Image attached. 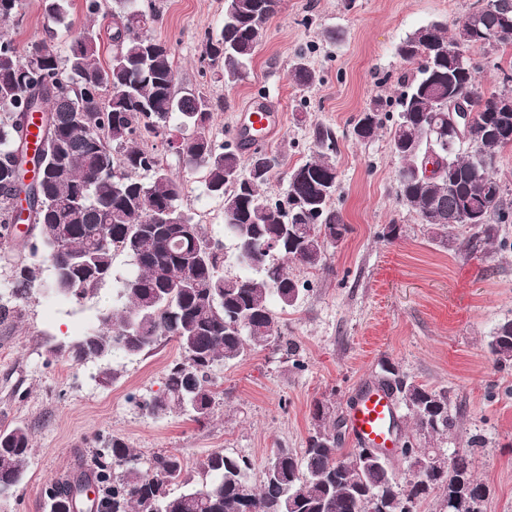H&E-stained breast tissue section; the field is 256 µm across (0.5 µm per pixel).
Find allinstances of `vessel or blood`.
<instances>
[{
    "mask_svg": "<svg viewBox=\"0 0 512 512\" xmlns=\"http://www.w3.org/2000/svg\"><path fill=\"white\" fill-rule=\"evenodd\" d=\"M244 125L260 132L264 140L275 138L282 129V116L262 108L260 96H253L245 107ZM397 418L396 402L383 390L364 388L358 400L349 406L347 422L355 441L372 448H389L394 444L390 427Z\"/></svg>",
    "mask_w": 512,
    "mask_h": 512,
    "instance_id": "vessel-or-blood-1",
    "label": "vessel or blood"
}]
</instances>
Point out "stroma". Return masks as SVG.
Listing matches in <instances>:
<instances>
[{
	"instance_id": "1",
	"label": "stroma",
	"mask_w": 512,
	"mask_h": 512,
	"mask_svg": "<svg viewBox=\"0 0 512 512\" xmlns=\"http://www.w3.org/2000/svg\"><path fill=\"white\" fill-rule=\"evenodd\" d=\"M152 3L161 14L154 34L171 44L181 82L215 105L214 139H229L255 92H265L282 113L280 136L265 144L275 159L268 195L283 194L288 171L308 159L314 124L335 129L334 203L350 231L327 248L321 267L289 264L309 288L294 309L278 312V345L214 366L216 404L201 422L176 410L152 416L139 407L163 389L170 364L180 359L175 342L133 359L114 358L120 375L110 383L100 381L96 364L79 365L62 353L111 307L118 278L131 269L126 254L115 255L114 279L93 297L51 292L45 270L28 298L18 300L5 261L17 246L0 244V303L11 309L0 319V429L23 425L31 433L23 487L0 503V512H47V485L94 469L97 449L112 434L143 467L155 453L172 452L191 469L221 449L249 459L253 480H261L272 449L305 447L315 401L345 414L386 360L420 384L447 390L458 426L443 447L464 448L481 435L474 470L487 487L485 512H512V366L495 368L488 350L497 326L512 319V218L496 222L497 245L478 252L462 250L464 227L446 241L432 239L397 197L398 160L387 130L367 141L352 134L354 119L374 103L395 111L400 78L413 69L397 45L432 21L456 28L477 0H282L252 64L232 87L198 74L200 38L222 24L224 0ZM46 24L42 0H21L18 16L0 31L24 47ZM301 51L316 76L307 88L290 77ZM471 55L480 63L481 90L499 91L502 71L512 68V47ZM164 159L186 183L184 207L223 240L219 202L174 154ZM392 223L400 227L398 238L382 239Z\"/></svg>"
}]
</instances>
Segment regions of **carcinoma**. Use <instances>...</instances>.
Listing matches in <instances>:
<instances>
[{"label":"carcinoma","instance_id":"1","mask_svg":"<svg viewBox=\"0 0 512 512\" xmlns=\"http://www.w3.org/2000/svg\"><path fill=\"white\" fill-rule=\"evenodd\" d=\"M45 15L71 39L66 51L54 44L56 32L22 48L0 35V225L3 236L18 237L12 200L23 189L27 154L17 148L21 110L44 112L54 133L45 139L46 161L37 185L28 190L38 220L26 237L33 254L52 273L61 295L85 299L112 275L114 251L131 259L133 270L118 279L112 308L97 325L71 341L64 353L77 364H99V378L118 377L112 357L139 356L161 341L176 342L181 359L167 372L164 392L141 403L150 415L172 409L209 418L215 403L213 365L242 359L279 339L272 310L296 306L302 288L286 262L317 268L328 246L343 239L346 224L334 205L338 172L336 131L312 128L311 158L288 172L280 196L262 192L270 180L272 158L259 148L245 153L232 140L216 144L211 132L213 104L183 86L172 46L152 34L160 17L141 0H107L114 18L112 50L102 58L93 27L66 22L70 0H43ZM453 34L431 22L397 46L406 62L420 61L401 77L397 116L389 128L392 153L399 159L397 195L411 207L427 233L446 238L458 226L469 229L466 248L492 244L493 217L505 211L506 188L495 177L499 152L512 146V114L499 134L484 126L489 100L474 82L475 71L459 62L467 48L494 50L512 45V0H483ZM282 0H224V22L203 35L199 74L218 70L224 84L240 81L260 45L267 22ZM294 83L308 87L315 73L299 54L290 70ZM110 96L106 111L100 93ZM456 96L469 100L480 116L471 143L448 144L447 163L425 175L427 117L439 103ZM389 114L370 108L359 116L357 139L369 140ZM192 134L173 141L171 126ZM164 139L179 163L204 174L207 195L223 203L224 235L233 244L239 274L224 273V245L209 237L183 206L184 181L175 178L154 142ZM279 247L267 252L270 240ZM14 295L26 298L39 269L12 261ZM496 367L512 366V319L501 323L489 344ZM379 384L396 393L413 427L405 435L403 460L410 479L402 482L387 463L365 458L362 449L344 451V420L321 401L313 405L314 424L306 447L271 450L261 484L253 483L249 460L216 450L198 463L206 482L189 486L186 465L174 453H158L148 467L136 463L132 449L113 436L98 449L90 480L99 512H417L433 492L456 500L470 512L469 500L485 490L473 455L483 447L478 435L469 447L449 452L452 470L423 462L437 452L433 440L452 433L457 419L448 411V392L416 383L397 366L381 364ZM31 435L24 426L0 430V499L17 495ZM184 485L178 494L170 486Z\"/></svg>","mask_w":512,"mask_h":512}]
</instances>
